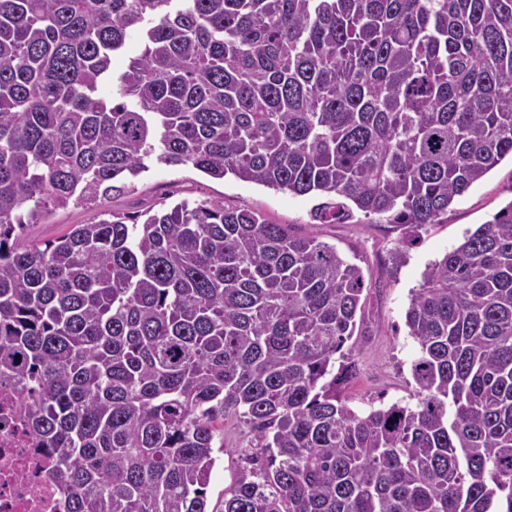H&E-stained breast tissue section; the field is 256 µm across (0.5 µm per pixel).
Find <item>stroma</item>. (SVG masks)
Masks as SVG:
<instances>
[{
    "label": "stroma",
    "instance_id": "obj_1",
    "mask_svg": "<svg viewBox=\"0 0 512 512\" xmlns=\"http://www.w3.org/2000/svg\"><path fill=\"white\" fill-rule=\"evenodd\" d=\"M184 199L221 200L228 206L257 211L272 223L289 225L296 234L316 231L346 256L358 258L368 285L363 293L365 320L357 336L348 342L357 370L345 396L353 409L363 412L395 402L417 404L411 362L418 345L405 325L411 294L421 284L428 264L457 247L467 232L492 220L512 202V162L502 161L451 205L442 223L428 225L410 244L404 242L400 227L370 223L359 211L343 224H313L311 210L317 199L312 195L278 192L231 176L217 180L190 166L158 163L139 175L134 188L105 198L98 208L72 204L50 212L41 223L26 225L22 241L42 246L74 225L106 218L113 211L138 214ZM243 444L240 429L227 425L224 454L207 489L210 506H220L223 501L224 490L232 481L237 451Z\"/></svg>",
    "mask_w": 512,
    "mask_h": 512
}]
</instances>
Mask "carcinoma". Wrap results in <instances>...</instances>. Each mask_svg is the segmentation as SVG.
<instances>
[{"instance_id": "cac0c4a2", "label": "carcinoma", "mask_w": 512, "mask_h": 512, "mask_svg": "<svg viewBox=\"0 0 512 512\" xmlns=\"http://www.w3.org/2000/svg\"><path fill=\"white\" fill-rule=\"evenodd\" d=\"M506 158L512 0H0V379L66 512H512V201L411 297L418 404L367 412L365 276L313 232L195 200L20 242L152 160L414 232ZM245 444L243 434L240 429L228 423L224 430V456L220 455L219 460L212 472L209 487L207 489L208 503L210 509L220 507L221 501L224 500V489L227 488L232 481L235 460L238 451Z\"/></svg>"}]
</instances>
